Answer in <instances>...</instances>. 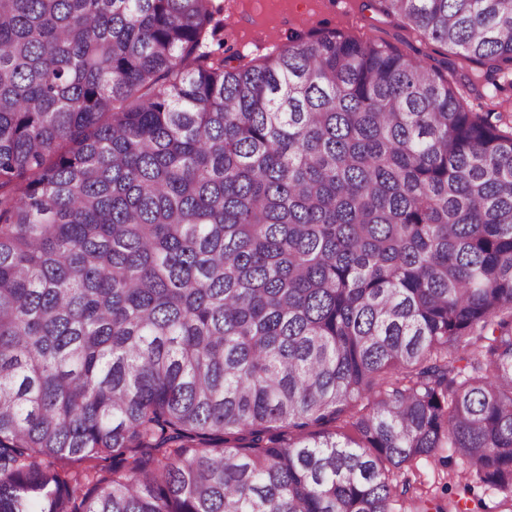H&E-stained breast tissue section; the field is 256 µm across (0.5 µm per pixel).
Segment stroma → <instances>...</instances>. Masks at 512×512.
Segmentation results:
<instances>
[{
	"label": "stroma",
	"instance_id": "35a3bbf8",
	"mask_svg": "<svg viewBox=\"0 0 512 512\" xmlns=\"http://www.w3.org/2000/svg\"><path fill=\"white\" fill-rule=\"evenodd\" d=\"M224 6L223 42L208 39L205 50L223 56L227 66L242 63L258 65L297 38H306L319 31H338L344 35L371 39L412 57L427 59L440 68L445 77L466 73L478 89L469 93L467 103L476 112L506 111L512 120V86H504L496 96L484 90L482 66L464 60L447 47L425 38L406 26L398 17L385 13L378 0H220ZM459 462L442 465L420 461L407 471L412 492L425 500L448 504L466 498L471 512H484L495 504L494 497L483 488L464 493L457 474Z\"/></svg>",
	"mask_w": 512,
	"mask_h": 512
}]
</instances>
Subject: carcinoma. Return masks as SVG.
Segmentation results:
<instances>
[{"instance_id":"cac0c4a2","label":"carcinoma","mask_w":512,"mask_h":512,"mask_svg":"<svg viewBox=\"0 0 512 512\" xmlns=\"http://www.w3.org/2000/svg\"><path fill=\"white\" fill-rule=\"evenodd\" d=\"M512 81V0H379ZM214 0H0V512L512 506V124ZM460 470L461 464L456 460L447 466L431 460H422L418 463L417 468L405 472L400 479L408 478L413 487L412 495L428 500L430 502L429 506L438 503L448 510L449 502L462 497V502L468 499L467 505L473 510L469 512H499L492 509L498 500L489 492H484L483 488L475 485L470 494L464 493L462 489L464 481L460 483L456 476V473ZM446 485H449L448 491L445 489ZM479 499H482L483 506L486 504L485 510L487 511H484V507L480 506Z\"/></svg>"}]
</instances>
